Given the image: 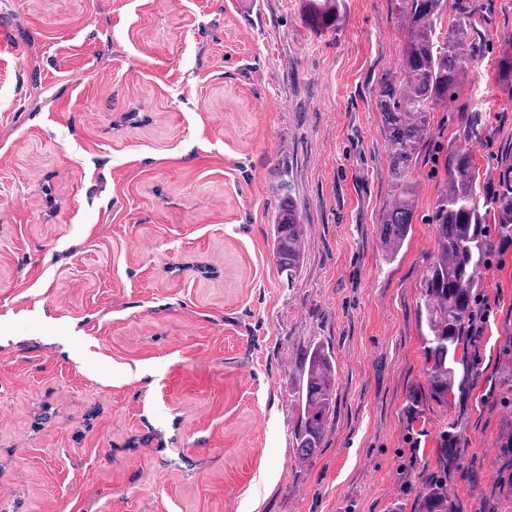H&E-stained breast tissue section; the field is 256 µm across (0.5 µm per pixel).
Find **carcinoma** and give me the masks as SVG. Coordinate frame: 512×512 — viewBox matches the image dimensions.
I'll return each instance as SVG.
<instances>
[{
    "mask_svg": "<svg viewBox=\"0 0 512 512\" xmlns=\"http://www.w3.org/2000/svg\"><path fill=\"white\" fill-rule=\"evenodd\" d=\"M390 2L404 21V47L399 70L380 81L373 107L381 120L391 186L382 209L380 241L386 258L393 260L412 231L416 196L409 176L430 137L431 112L458 95L473 66L469 51L473 13L459 5L439 36L437 24L445 15L447 0ZM502 177L492 207L480 205L470 154L458 151L448 160V183L435 202L436 255L422 278L419 315L429 364L428 388L441 403L448 402L457 381L460 340L488 250L485 225L492 219L498 232L512 237V161L505 162ZM272 254L278 273L294 283L304 255V227L291 201L273 224ZM335 374L333 349L321 340L313 342L304 357L293 430L296 452L303 459L321 447L332 422ZM499 447L504 460L512 459V422L503 424ZM457 508L443 476L423 486L413 503L414 512H457Z\"/></svg>",
    "mask_w": 512,
    "mask_h": 512,
    "instance_id": "1",
    "label": "carcinoma"
}]
</instances>
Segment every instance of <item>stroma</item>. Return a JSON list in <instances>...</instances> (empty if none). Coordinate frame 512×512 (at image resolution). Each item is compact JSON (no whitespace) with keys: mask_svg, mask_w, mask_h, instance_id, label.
<instances>
[{"mask_svg":"<svg viewBox=\"0 0 512 512\" xmlns=\"http://www.w3.org/2000/svg\"><path fill=\"white\" fill-rule=\"evenodd\" d=\"M469 4L473 69L432 115L392 262L373 108L403 49L390 0L334 18L311 0H0V512H389L449 435L461 512L493 496L512 256L480 270L498 305L444 405L418 318L449 155L468 150L483 188L512 158V0ZM287 200L305 226L291 285L272 258ZM317 339L336 411L302 461ZM336 356L321 340L306 351L302 379L298 385V420L293 430L295 449L302 459L313 456L321 447L332 422L336 405Z\"/></svg>","mask_w":512,"mask_h":512,"instance_id":"stroma-1","label":"stroma"}]
</instances>
